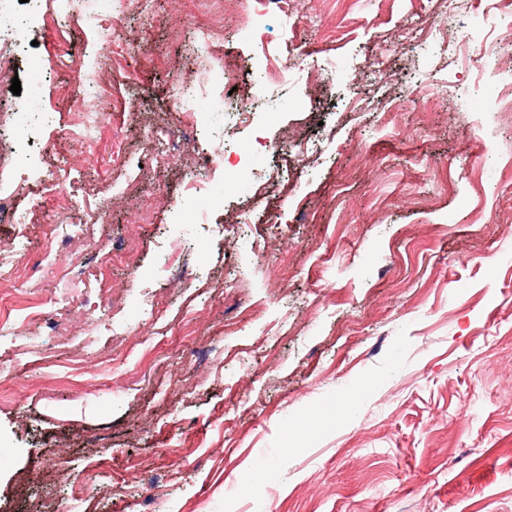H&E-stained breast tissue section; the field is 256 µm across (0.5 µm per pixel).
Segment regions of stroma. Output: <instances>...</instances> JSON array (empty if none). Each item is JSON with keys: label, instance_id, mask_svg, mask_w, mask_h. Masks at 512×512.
<instances>
[{"label": "stroma", "instance_id": "stroma-1", "mask_svg": "<svg viewBox=\"0 0 512 512\" xmlns=\"http://www.w3.org/2000/svg\"><path fill=\"white\" fill-rule=\"evenodd\" d=\"M237 2L197 10L223 31L238 87L285 51L300 79L249 118L208 113L197 132L170 97L193 32L167 0L64 26L63 0H44L18 55L22 92L38 86L46 110L30 163L4 186L19 221L0 223V245L31 261L51 241L39 181L73 148L81 73L110 87V118L72 176L71 221L106 211L95 235L133 244L137 266L113 263L109 306L48 262L37 284L0 283L25 327L0 324V512H512V111L487 67H512L501 0ZM240 11L265 51L237 33ZM105 29L134 34V55L103 58ZM320 68L322 83L305 81ZM147 128L174 154L228 135L262 157L251 180L279 189L214 200L186 226L185 168L140 175ZM242 299L261 312L241 314ZM64 301L84 306L93 343L27 321L29 304ZM141 321L142 344L98 361L113 329ZM18 372L27 387L13 399ZM61 449L63 466L48 467Z\"/></svg>", "mask_w": 512, "mask_h": 512}]
</instances>
